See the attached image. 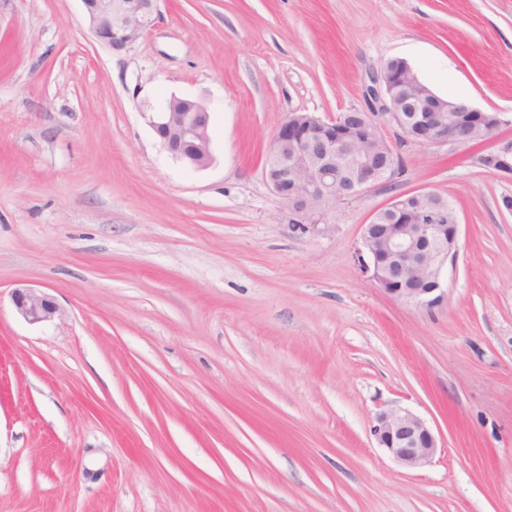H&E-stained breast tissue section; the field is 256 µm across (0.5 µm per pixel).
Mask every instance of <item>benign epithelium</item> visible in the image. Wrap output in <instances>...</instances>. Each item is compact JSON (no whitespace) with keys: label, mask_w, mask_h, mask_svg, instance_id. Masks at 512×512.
<instances>
[{"label":"benign epithelium","mask_w":512,"mask_h":512,"mask_svg":"<svg viewBox=\"0 0 512 512\" xmlns=\"http://www.w3.org/2000/svg\"><path fill=\"white\" fill-rule=\"evenodd\" d=\"M91 31L100 43L115 50L138 41L155 25L160 0H82ZM366 108L323 119L308 112H291L274 133L266 153L265 177L274 194L288 202L312 226L322 223L324 207L360 192L385 190L394 183L397 162L390 146L382 163L373 164L354 152L343 193L336 194V155L353 152L371 139H382L374 116L379 113L399 127L404 138L427 146L464 143L482 128L496 129L497 113L475 108L458 96L442 97L417 76L404 59L388 60L366 88ZM154 130L175 131L193 146L181 153L168 138L162 144L185 168L200 170L213 161L211 112L202 102L177 97L167 99L152 113ZM479 165L495 162V171L512 175V138L497 139L493 149L476 158ZM447 206L432 192L393 195L376 212L362 234L363 262L372 280L388 295L431 308L445 297V271L457 256L459 224H444ZM395 216L402 227L384 239L374 235L380 216ZM12 302L30 323L53 319L60 313L56 302L36 288H16ZM370 432L379 447L400 466L414 470L433 462L437 438L427 422L404 407H390L375 416Z\"/></svg>","instance_id":"1"}]
</instances>
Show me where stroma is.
<instances>
[{
	"mask_svg": "<svg viewBox=\"0 0 512 512\" xmlns=\"http://www.w3.org/2000/svg\"><path fill=\"white\" fill-rule=\"evenodd\" d=\"M160 10L114 51L81 0H0V512H512V176L476 165L489 143L426 146L375 118L395 190L460 222L431 308L359 259L392 192L313 227L264 177L288 113L363 108L396 57L512 138V0ZM173 95L210 108L206 169L149 123ZM26 287L60 316H19ZM393 405L432 428L430 465L378 448Z\"/></svg>",
	"mask_w": 512,
	"mask_h": 512,
	"instance_id": "stroma-1",
	"label": "stroma"
}]
</instances>
